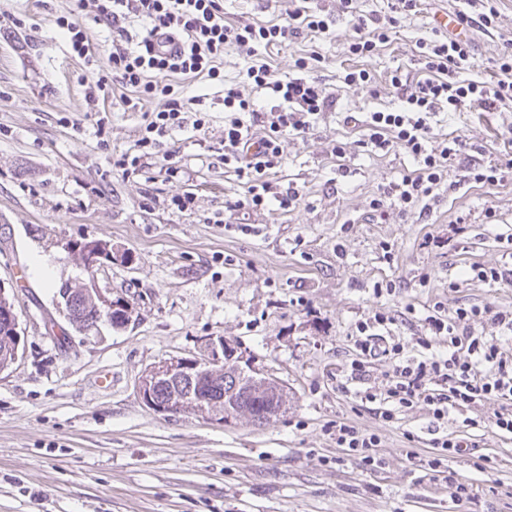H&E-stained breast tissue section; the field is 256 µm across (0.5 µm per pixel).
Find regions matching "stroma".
I'll list each match as a JSON object with an SVG mask.
<instances>
[{"label": "stroma", "instance_id": "1", "mask_svg": "<svg viewBox=\"0 0 512 512\" xmlns=\"http://www.w3.org/2000/svg\"><path fill=\"white\" fill-rule=\"evenodd\" d=\"M307 6L328 13L329 34L305 31L290 45L253 54L226 49L222 80H187L174 91L188 120L203 119L202 129L173 132L160 153L125 174L114 160L137 154L143 115L165 97L134 105L132 90L118 82L89 94L79 78L96 79L106 66L112 32L80 16L96 60L86 65L56 24L71 15L73 0H0V287L14 298L21 335L18 361L0 372V512H512V438L486 426L497 403L450 412L441 423L424 406L383 422L362 394L384 386L391 361L362 356L354 344L357 323L379 307L394 318L382 336L415 357L434 301L451 310L512 309V284L462 276L474 263L512 270V172L477 186L454 163L453 188L431 201L425 222H383L369 202L411 161L395 148L366 151L352 123L392 106L393 70L419 76L417 40L435 15L459 4L424 0L369 58L350 55L352 23L338 0H224V18L284 25L289 12ZM498 9L496 31L469 33L477 65L512 38V0H499ZM10 14L19 25L7 22ZM313 50L322 57L314 75L339 104L313 135L285 142L279 175L297 185L300 205L226 211L245 186L224 164L225 84L257 58L291 73ZM354 69L370 72L379 97L343 83ZM434 132L466 139L485 163L512 136V108L451 112ZM183 195L193 204L181 212L170 200ZM460 215L466 231L455 248L426 245L432 236L447 239ZM228 222L233 230H225ZM96 239L111 242L113 259L89 275L75 248ZM387 243L395 249L390 264ZM74 279L126 300L127 327L102 321L73 331L56 291ZM386 281L395 293L375 296V283ZM220 338L282 382L285 413L261 426L243 418L223 425L142 404L138 382L147 368L199 355L205 340ZM358 359L366 375L354 381ZM467 417L476 427L464 428ZM339 419L380 435V468L340 459L326 432ZM438 430L466 433L470 447L448 469L473 482L471 502H452L445 482L421 466ZM482 456L491 464L480 470Z\"/></svg>", "mask_w": 512, "mask_h": 512}]
</instances>
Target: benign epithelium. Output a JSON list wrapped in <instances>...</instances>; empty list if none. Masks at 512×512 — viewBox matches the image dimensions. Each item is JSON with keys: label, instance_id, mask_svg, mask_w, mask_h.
<instances>
[{"label": "benign epithelium", "instance_id": "7a95c632", "mask_svg": "<svg viewBox=\"0 0 512 512\" xmlns=\"http://www.w3.org/2000/svg\"><path fill=\"white\" fill-rule=\"evenodd\" d=\"M83 268L91 273L98 266L112 261V243L106 240H92L84 242L77 247ZM66 299L67 319L73 318L72 302L81 298L91 302L100 312L102 317H110L113 309V300L97 290H92L81 281L71 282L67 285ZM245 373L257 383L268 385H280L277 378L264 373L254 367L249 354L238 345L226 340L208 341L201 348V356L195 358L173 357L162 361L141 375L138 383V391L143 404L151 411L162 415H179L189 407L197 405L202 411H210L212 419H218L222 423H231L238 418V414L224 407H206L205 400L199 397V393L193 391L192 384L204 374L220 375L228 370ZM177 380L189 383L181 394H174L168 400L160 402L155 399L154 389L156 385L166 380Z\"/></svg>", "mask_w": 512, "mask_h": 512}]
</instances>
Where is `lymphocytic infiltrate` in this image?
<instances>
[{"label": "lymphocytic infiltrate", "instance_id": "lymphocytic-infiltrate-1", "mask_svg": "<svg viewBox=\"0 0 512 512\" xmlns=\"http://www.w3.org/2000/svg\"><path fill=\"white\" fill-rule=\"evenodd\" d=\"M343 12L353 14L354 33L350 54L369 57L391 39L401 18L419 12L420 0H387L386 12H358L354 0H340ZM78 7L106 23L112 30L109 73L99 74L95 85L105 88L109 77L141 95H163L164 108L147 113L142 148H159L163 138L185 126L200 128L202 119L185 123L182 106L170 96V78L218 79L219 62L225 49L249 44L273 47L285 44L302 31L324 34L329 30L325 17L314 10L294 11L291 24L281 26L231 25L224 20L223 0H78ZM140 21L142 29L133 33L129 25ZM178 44L175 53L164 55L154 49L155 36ZM423 73L411 80L394 71L389 83L399 104L387 111H374L364 121L362 147L377 151L397 148L411 157L413 168L397 180L381 186L369 202L374 217L386 218L396 212L401 219L422 220L437 192L448 184V166L465 155L466 140L438 139L432 121L442 112L478 108L494 112L512 107V53L492 62V80L469 77L475 61L467 41L448 35L439 27L416 42ZM322 58L318 52L297 58V76L284 77L261 63L247 67L240 81L224 88V162L237 167L247 190L242 199L228 203V210L273 206L290 211L299 206L302 195L294 184L283 185L275 176L282 164L284 142L291 135L305 136L316 121L335 111L338 98L312 72ZM268 90L269 103L251 100L245 87ZM251 113L262 123V133L245 124L243 113ZM442 302H435L426 323L430 331L421 347L432 340L447 342L444 353L430 352L422 359L404 357V346L393 343L388 353L395 364L385 386L365 391L368 402L380 403L382 421L394 422L400 412L426 405L435 420L447 419L453 409L473 407L485 401L500 402L491 421L500 434L512 436V353L501 343L489 341L482 326L512 335V310L490 306H460L445 315ZM327 432L346 456L358 459L366 469L378 466L381 438L348 421L329 424Z\"/></svg>", "mask_w": 512, "mask_h": 512}]
</instances>
